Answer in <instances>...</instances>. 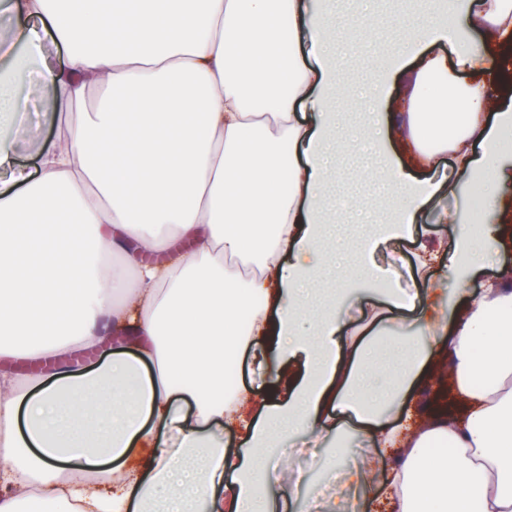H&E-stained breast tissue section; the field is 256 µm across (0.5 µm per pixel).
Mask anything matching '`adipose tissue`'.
I'll return each instance as SVG.
<instances>
[{"mask_svg":"<svg viewBox=\"0 0 512 512\" xmlns=\"http://www.w3.org/2000/svg\"><path fill=\"white\" fill-rule=\"evenodd\" d=\"M0 16L12 27L0 132L35 82L57 127L38 171L0 180V350L22 335L59 361L45 378L0 372V512H269L274 449L301 431L334 442L328 512L373 480L352 436L395 453L378 512H512V291L489 280L466 296L512 189V108L485 114L488 91L512 93V0H427L370 69L375 175L399 196L365 251L411 234L460 180L480 181L487 208L455 228L445 269H430L441 242L420 243L412 322L346 337L350 314L321 279L334 221L324 156L343 146L330 105L346 93L336 0H0ZM41 25L65 68L38 62ZM395 92L405 133L386 126ZM399 144L426 170L451 152L447 180L409 172ZM125 328L135 351L66 366L72 348ZM259 338L286 393L266 404L224 386L225 360ZM436 359L463 415L421 414L416 385ZM228 429L241 447H225Z\"/></svg>","mask_w":512,"mask_h":512,"instance_id":"1","label":"adipose tissue"}]
</instances>
